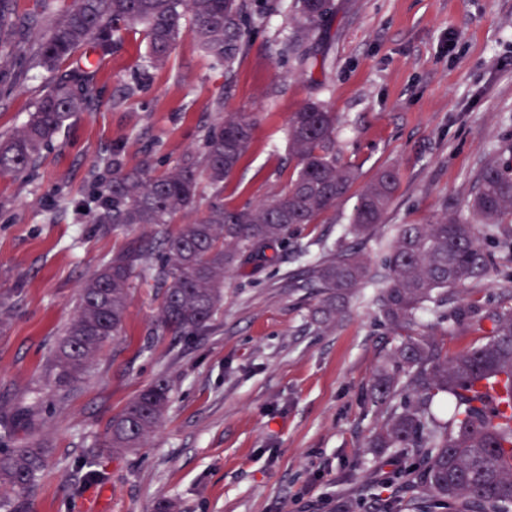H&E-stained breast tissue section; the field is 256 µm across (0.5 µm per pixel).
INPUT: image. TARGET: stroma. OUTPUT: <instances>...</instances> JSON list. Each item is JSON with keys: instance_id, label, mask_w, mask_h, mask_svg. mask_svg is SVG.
I'll use <instances>...</instances> for the list:
<instances>
[{"instance_id": "35a3bbf8", "label": "stroma", "mask_w": 512, "mask_h": 512, "mask_svg": "<svg viewBox=\"0 0 512 512\" xmlns=\"http://www.w3.org/2000/svg\"><path fill=\"white\" fill-rule=\"evenodd\" d=\"M258 2L263 21L229 73L187 34L165 66L152 67L144 33H125L99 61L95 90L134 94L71 118L26 173H0V303L12 309L0 322V415L22 420L18 440L50 448L31 512H153L161 498L176 512H334L396 494L392 485L367 489L377 458L364 443L378 421L370 381L398 338L363 291L337 322L308 329L316 300L291 277L340 242L380 263L396 225L465 210L489 158L512 165V0H333L312 41L325 66L311 72L278 54L292 0ZM49 79L31 71L0 101V137L26 122ZM218 96L225 111L256 119L249 152L224 181L225 207L259 203L295 177L288 123L310 100L335 112L336 155L356 180L294 231L276 265L227 278L209 332L156 333L161 292L136 278L123 334L84 379L49 389L46 365L80 288L142 233L89 223L101 158L117 147L127 167H173L200 148ZM386 167L398 170L399 187L363 242L350 218ZM485 247L491 274L458 296L494 304L512 286V256L496 242ZM162 375L173 385L162 425L143 448L109 454L102 442L113 416ZM91 455L103 479L87 484L76 466Z\"/></svg>"}]
</instances>
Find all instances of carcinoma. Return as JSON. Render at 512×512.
I'll return each instance as SVG.
<instances>
[{"instance_id": "carcinoma-1", "label": "carcinoma", "mask_w": 512, "mask_h": 512, "mask_svg": "<svg viewBox=\"0 0 512 512\" xmlns=\"http://www.w3.org/2000/svg\"><path fill=\"white\" fill-rule=\"evenodd\" d=\"M296 26L280 55L312 70L318 60L311 41L333 13V0H294ZM191 15L192 38L226 71L244 50L251 27L262 21L251 0H35L19 20L15 0H0V100L32 70L51 74L27 123L0 141V172L21 174L73 115L116 100L94 99L97 67L85 61L64 70L74 54L103 56L127 31L143 29L147 58L163 66ZM44 33L30 41L32 29ZM218 113L203 149L153 174L150 164L126 167L119 149L95 176L98 205L91 224L151 226L154 237L112 256L80 290L76 315L53 353L48 386L63 389L84 378L106 343L124 330L132 278L139 272L163 289L160 325L174 336L206 331L224 306V279L250 264H273L266 251L336 204L354 179L336 159V113L306 102L290 119L288 153L298 170L268 200L226 208L220 195L199 217L173 231L169 224L194 209L206 177L216 190L249 149L255 117L224 111V98L210 102ZM399 183L393 168L379 173L360 196L351 230L371 238L382 223ZM512 171L486 162L477 176L469 215L445 210L430 224H401L384 262L371 265L361 250L340 243L308 263L295 286L320 297L312 324L339 317L356 291L371 289V302L388 329L402 340L384 358L371 381L380 424L369 448H390L389 460L410 465L392 471L400 495L376 498V512H512V289L495 306L476 301L448 306V294L489 276L492 260L484 237L512 247ZM456 331L490 330L482 341L448 356L433 339L410 333L422 313ZM172 384L161 376L129 401L112 423L104 447L121 455L143 447L162 423ZM16 424L0 420V512H29V495L48 465L45 442L13 440Z\"/></svg>"}]
</instances>
